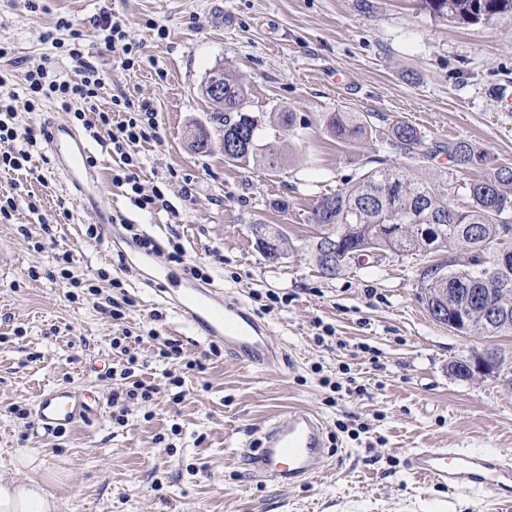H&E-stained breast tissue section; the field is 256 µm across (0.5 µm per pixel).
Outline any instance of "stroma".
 Instances as JSON below:
<instances>
[{
  "label": "stroma",
  "mask_w": 512,
  "mask_h": 512,
  "mask_svg": "<svg viewBox=\"0 0 512 512\" xmlns=\"http://www.w3.org/2000/svg\"><path fill=\"white\" fill-rule=\"evenodd\" d=\"M103 7L124 19L135 66L122 68L94 37L84 61L104 82L102 106L121 94L154 103L162 141L135 150L144 188L159 186L169 206L131 205L111 182L119 160L105 137L88 141L97 190L66 217L59 202L75 193L63 187L46 141L34 172L0 171V193L18 194L11 219L0 222V478L40 480L57 512H500L495 494L452 495L408 466L417 448L512 457V390L448 370L486 343L450 332L424 310L418 274L427 257L390 255L322 278L308 254L315 229L305 215L316 196L361 175L368 156L389 152L381 133L357 146L336 143L323 116L341 108L407 121L433 142L469 141L512 167V25L448 22L419 0H51L37 17L21 0H0V42L13 48L0 71L19 80L39 64L48 51L41 34L54 15L83 19ZM217 67L244 84L248 112L287 109L301 118L298 132L280 133L290 156L281 171L225 161L201 92ZM194 125L210 133L211 151L187 149ZM31 200L38 214L29 212ZM277 200L286 208H274ZM92 209L125 216L150 236L162 249L156 263L166 264L164 247L179 242L215 286L260 316L290 368L261 376L211 354L152 288L137 285L151 269L122 225H111L110 241L88 237ZM41 214L51 217L50 232ZM255 224L280 225L287 255L264 257ZM64 250L73 253L75 276L96 284L105 272L120 281L111 294L133 301L126 326L155 328L204 366L183 372L142 345L141 377L160 392L126 426L112 422V383L104 377L117 362L113 321L91 302L68 299L56 262ZM270 290L288 293V306L262 311L259 298ZM319 321L334 330L321 344ZM170 370L185 375L178 404L167 387ZM325 376L353 378L357 390L326 405ZM54 384L99 398V412L56 435L10 414L11 404L32 408ZM292 407L321 418L327 447L314 480L284 487L253 476L241 451Z\"/></svg>",
  "instance_id": "obj_1"
}]
</instances>
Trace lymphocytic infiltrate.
Instances as JSON below:
<instances>
[{"label":"lymphocytic infiltrate","instance_id":"obj_1","mask_svg":"<svg viewBox=\"0 0 512 512\" xmlns=\"http://www.w3.org/2000/svg\"><path fill=\"white\" fill-rule=\"evenodd\" d=\"M124 25V20L114 12L103 9L85 24L68 16L57 17L53 26L43 31V43L55 49L66 48L69 58L79 63L80 68L74 76L62 77L53 69L50 57L46 56L40 64L26 71L24 95L0 94V169H31L33 151L41 131L32 126H19L15 121L16 112L20 109L41 111L44 102L49 100L58 110L71 113L75 123L81 124L86 131L96 135L107 134L112 151L120 161L112 181L128 187L132 206L152 210L163 200L160 189L144 193L137 173L139 160L131 153L132 147L139 143L160 142L155 108L149 101H135L127 96L113 98L108 107H98L96 100L102 81L93 69L83 65L85 43L94 32L101 35L105 50L111 52L121 66L133 68ZM148 340L152 341L153 353L159 359L176 360L181 356L175 343L160 339L153 329L143 336L132 334L125 328L113 337L112 348L122 358L118 374L121 385L113 391L111 400L113 419L118 425H126L132 406L150 403L156 392L155 386L139 377L140 358L136 348Z\"/></svg>","mask_w":512,"mask_h":512}]
</instances>
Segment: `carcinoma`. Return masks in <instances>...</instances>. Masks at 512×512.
<instances>
[{
  "mask_svg": "<svg viewBox=\"0 0 512 512\" xmlns=\"http://www.w3.org/2000/svg\"><path fill=\"white\" fill-rule=\"evenodd\" d=\"M423 8L436 18L463 23L488 19L512 24V0H421ZM247 90L230 71H224V97L211 100L214 118L224 127V135H236L243 129L250 142L224 148V158L246 165L258 160L270 170L286 164L276 146L280 130L297 131L295 112H271L256 116L247 111ZM371 112L339 110L324 116L326 131L344 144L359 142L376 130ZM386 139L397 162L387 156L371 157L374 166L356 180L317 197L308 212L307 222L319 228L315 242L309 245L310 260L326 279H332L354 264L382 254L424 255L427 251L463 248L469 263L462 269L448 264V277L439 279L423 270L419 274V299L424 305L445 303L444 317L437 322L455 329L462 314L471 316L472 335L494 338L512 334V321L497 328H486L480 312L498 300L499 289L483 279L481 268L502 245L512 238V167L498 166L487 152L465 140L436 142L428 146L427 137L412 124L392 120L387 124ZM448 156V167H441L430 177L413 172L410 163ZM472 168H481L483 176L463 183L467 205L457 208L448 202V177ZM387 224H402L400 236L381 232ZM258 241L275 238L286 243L284 232L274 224H253ZM338 241L340 260L325 264L316 254V242L323 236Z\"/></svg>",
  "mask_w": 512,
  "mask_h": 512,
  "instance_id": "carcinoma-1",
  "label": "carcinoma"
}]
</instances>
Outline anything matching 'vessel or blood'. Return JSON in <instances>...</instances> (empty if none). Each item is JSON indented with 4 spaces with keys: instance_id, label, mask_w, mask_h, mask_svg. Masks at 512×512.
Masks as SVG:
<instances>
[{
    "instance_id": "1",
    "label": "vessel or blood",
    "mask_w": 512,
    "mask_h": 512,
    "mask_svg": "<svg viewBox=\"0 0 512 512\" xmlns=\"http://www.w3.org/2000/svg\"><path fill=\"white\" fill-rule=\"evenodd\" d=\"M46 140L61 164L68 185L81 187L92 172L81 135L64 126H48ZM159 296L169 297L176 313L205 341L222 344L225 353L258 370L280 363L283 356L264 339L262 323L239 301L221 298L209 287L189 281L168 267L155 268L146 280ZM94 409L89 396L69 385L40 392L35 415L48 432L66 431ZM321 420L311 411L290 409L263 432L257 448L248 452L256 475L283 486L316 477L324 455ZM413 474L459 493L492 491L512 496V462L496 455L462 448H419L409 457Z\"/></svg>"
}]
</instances>
